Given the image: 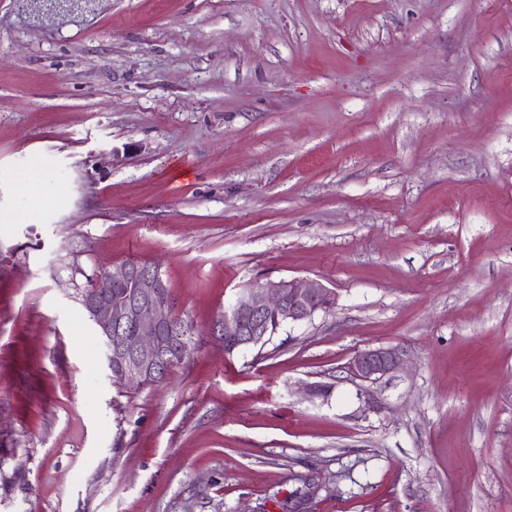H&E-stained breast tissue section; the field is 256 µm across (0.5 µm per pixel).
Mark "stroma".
<instances>
[{
  "instance_id": "1",
  "label": "stroma",
  "mask_w": 512,
  "mask_h": 512,
  "mask_svg": "<svg viewBox=\"0 0 512 512\" xmlns=\"http://www.w3.org/2000/svg\"><path fill=\"white\" fill-rule=\"evenodd\" d=\"M68 2L0 0V512H512V0ZM129 260L154 388L78 300ZM280 280L335 305L225 354ZM141 265L126 263L115 270L101 267L99 275L94 271L85 276L87 285L79 296L103 344L111 376L136 388L146 380L164 377L172 354L185 359L192 341L178 323L173 296L162 292L165 281L159 266ZM113 286L133 288V298L112 299L127 290ZM400 364V357L394 350H373L356 357L352 363L353 374L372 381L390 373Z\"/></svg>"
}]
</instances>
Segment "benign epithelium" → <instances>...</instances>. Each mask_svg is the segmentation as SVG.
<instances>
[{
	"label": "benign epithelium",
	"mask_w": 512,
	"mask_h": 512,
	"mask_svg": "<svg viewBox=\"0 0 512 512\" xmlns=\"http://www.w3.org/2000/svg\"><path fill=\"white\" fill-rule=\"evenodd\" d=\"M133 288V298L112 297V287ZM159 266L126 263L116 269L102 267L94 288L79 301L101 340L111 376L128 387L141 388L145 381L164 377L169 359L185 358L190 340L178 323L172 295L162 292ZM333 304V294L317 280L268 281L239 294L218 314L211 334L224 340L231 354L260 342L268 333V321L301 323ZM400 364L393 350H373L356 357L353 374L372 381Z\"/></svg>",
	"instance_id": "obj_1"
}]
</instances>
